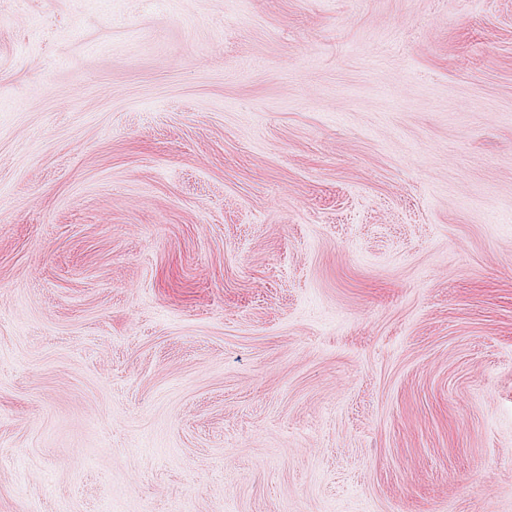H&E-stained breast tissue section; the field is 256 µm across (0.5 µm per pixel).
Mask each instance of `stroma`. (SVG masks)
Segmentation results:
<instances>
[{
    "label": "stroma",
    "instance_id": "35a3bbf8",
    "mask_svg": "<svg viewBox=\"0 0 512 512\" xmlns=\"http://www.w3.org/2000/svg\"><path fill=\"white\" fill-rule=\"evenodd\" d=\"M0 512H512V0H0Z\"/></svg>",
    "mask_w": 512,
    "mask_h": 512
}]
</instances>
